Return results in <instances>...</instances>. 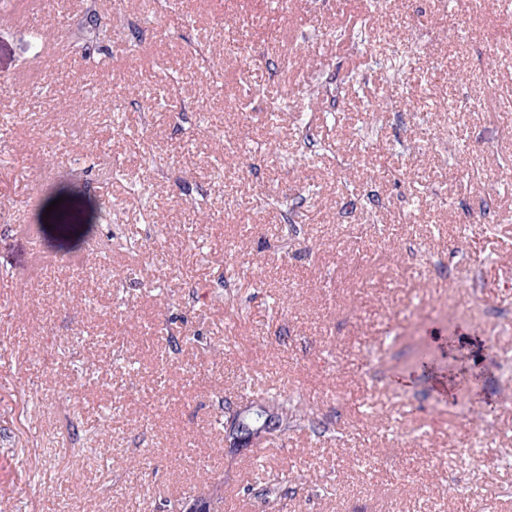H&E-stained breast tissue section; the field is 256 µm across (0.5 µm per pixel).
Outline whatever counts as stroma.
I'll list each match as a JSON object with an SVG mask.
<instances>
[{"mask_svg":"<svg viewBox=\"0 0 512 512\" xmlns=\"http://www.w3.org/2000/svg\"><path fill=\"white\" fill-rule=\"evenodd\" d=\"M508 23L493 0H48L50 86L0 14V512H512ZM59 198L107 205L64 240L34 218ZM114 234L139 249L68 263ZM457 350L481 383L439 390ZM266 391L315 428L225 447L224 403ZM281 473L274 511L254 479Z\"/></svg>","mask_w":512,"mask_h":512,"instance_id":"1","label":"stroma"}]
</instances>
